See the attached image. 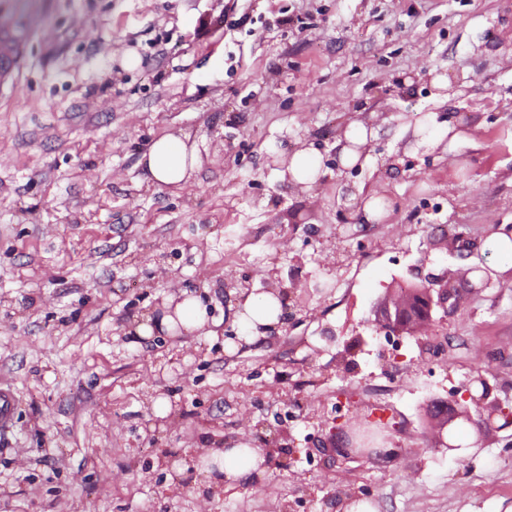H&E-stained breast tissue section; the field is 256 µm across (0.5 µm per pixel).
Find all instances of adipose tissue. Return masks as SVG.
I'll use <instances>...</instances> for the list:
<instances>
[{"mask_svg":"<svg viewBox=\"0 0 512 512\" xmlns=\"http://www.w3.org/2000/svg\"><path fill=\"white\" fill-rule=\"evenodd\" d=\"M141 165L144 178L157 186L176 189L185 187L200 167V151L196 141L184 130L164 134L154 140L143 154ZM281 302L272 294L247 296L236 309L235 317L249 337L267 335L279 324ZM212 321L208 310L197 298L186 294H170L163 315L158 319L138 323L136 335L149 336L154 331L211 335ZM213 458L229 485H236L251 475L260 473L264 458L260 449L242 444L234 448L213 451Z\"/></svg>","mask_w":512,"mask_h":512,"instance_id":"adipose-tissue-1","label":"adipose tissue"}]
</instances>
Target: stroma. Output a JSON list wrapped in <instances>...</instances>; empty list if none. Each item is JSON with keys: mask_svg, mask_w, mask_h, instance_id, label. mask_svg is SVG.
Segmentation results:
<instances>
[{"mask_svg": "<svg viewBox=\"0 0 512 512\" xmlns=\"http://www.w3.org/2000/svg\"><path fill=\"white\" fill-rule=\"evenodd\" d=\"M1 33L21 57L0 86V512H512V428L462 454L423 421L479 373L512 411V268L483 250L512 225V0H0ZM354 119L376 131L355 171ZM447 124L466 139L418 145ZM178 128L197 180L145 182ZM303 146L309 191L281 176ZM475 267L490 284L400 350L373 324L388 288ZM272 273L294 295L245 343L224 284ZM174 289L216 335L134 340ZM375 408L389 426L363 434ZM262 435L263 478L210 489L211 449Z\"/></svg>", "mask_w": 512, "mask_h": 512, "instance_id": "1", "label": "stroma"}]
</instances>
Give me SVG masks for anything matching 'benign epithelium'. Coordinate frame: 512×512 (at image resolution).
Here are the masks:
<instances>
[{"mask_svg":"<svg viewBox=\"0 0 512 512\" xmlns=\"http://www.w3.org/2000/svg\"><path fill=\"white\" fill-rule=\"evenodd\" d=\"M469 288L471 282L467 279L450 282L446 275L421 278L377 304L373 310L374 322L390 336H414L435 323L434 313L456 308ZM489 397L487 382L479 375L471 380L461 399L446 407L438 404L430 408L429 418L433 427L442 431L465 417L476 426L481 439L495 428L498 418L512 425V412Z\"/></svg>","mask_w":512,"mask_h":512,"instance_id":"1","label":"benign epithelium"}]
</instances>
